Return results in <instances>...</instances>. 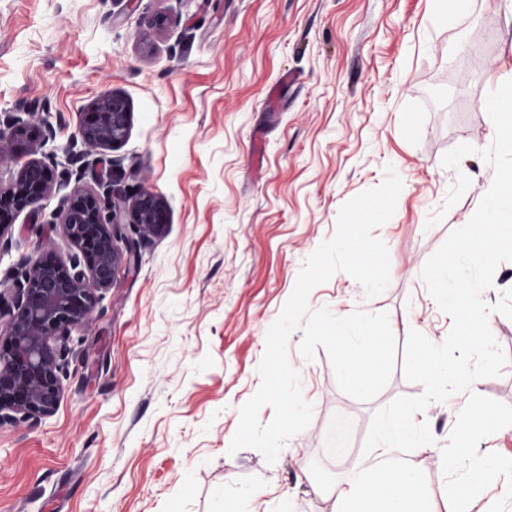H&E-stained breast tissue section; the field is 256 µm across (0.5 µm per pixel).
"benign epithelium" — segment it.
Wrapping results in <instances>:
<instances>
[{"label": "benign epithelium", "mask_w": 512, "mask_h": 512, "mask_svg": "<svg viewBox=\"0 0 512 512\" xmlns=\"http://www.w3.org/2000/svg\"><path fill=\"white\" fill-rule=\"evenodd\" d=\"M128 122L126 99L112 93L99 98L92 119L79 127L78 134L91 146L114 143L126 136ZM28 135L27 125L18 120L0 124V152L8 153ZM62 189L49 163L30 158L11 184L0 187V208L34 212ZM125 198L138 231L163 232L167 205L148 189L131 196L115 183L108 184L102 195L75 189L62 196L60 224L77 254L68 263L24 260L25 271L11 299L0 293V319L8 317L7 348L0 349V425L48 416L58 407L72 354V331L96 318L99 292L112 286L135 254L133 241L123 232L124 216L113 205ZM122 239L127 244L124 250L117 245Z\"/></svg>", "instance_id": "7a95c632"}]
</instances>
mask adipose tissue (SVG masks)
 Returning a JSON list of instances; mask_svg holds the SVG:
<instances>
[{
  "instance_id": "adipose-tissue-1",
  "label": "adipose tissue",
  "mask_w": 512,
  "mask_h": 512,
  "mask_svg": "<svg viewBox=\"0 0 512 512\" xmlns=\"http://www.w3.org/2000/svg\"><path fill=\"white\" fill-rule=\"evenodd\" d=\"M382 433L384 445L377 450L378 462L353 465L350 478L328 492L329 512H470L472 494L495 477L496 465L477 462L464 484L452 486L441 500H434L422 485L417 468L387 460L388 443L422 447L411 418H390L383 423Z\"/></svg>"
}]
</instances>
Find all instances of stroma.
I'll return each mask as SVG.
<instances>
[{"label":"stroma","instance_id":"stroma-1","mask_svg":"<svg viewBox=\"0 0 512 512\" xmlns=\"http://www.w3.org/2000/svg\"><path fill=\"white\" fill-rule=\"evenodd\" d=\"M510 78L504 0H471L444 23L429 0H0V121L36 112L47 122L0 157V183L19 154L54 164L72 189L110 178L147 187L169 211L161 234H134V264L101 292L97 319L73 330L56 411L0 426V512H327L321 492L362 459L374 413L423 387L399 358L375 398L354 399L326 351L306 361L294 332L288 357L310 426L272 464L252 448L230 452L266 333L342 205L390 165L403 188L374 231L389 250L388 286L369 298L339 272L308 308L388 313L400 351L412 329L444 342L452 319L421 272L494 179L482 104ZM110 92L128 103L127 134L85 145L78 128ZM460 144L474 154L445 168ZM461 173L470 185L446 206ZM59 204L51 196L0 229V291L24 259L74 253ZM510 289L504 262L482 299L509 362L479 388L512 405V319L495 310ZM467 400L416 413L429 447L392 453L438 494L435 455Z\"/></svg>","mask_w":512,"mask_h":512}]
</instances>
